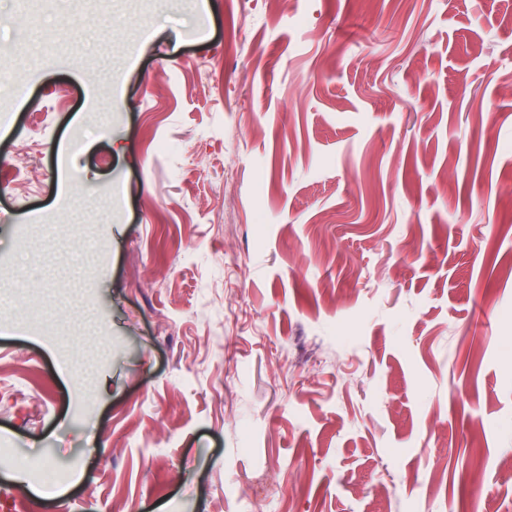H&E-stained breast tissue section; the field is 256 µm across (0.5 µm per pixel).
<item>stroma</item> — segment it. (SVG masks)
<instances>
[{
  "mask_svg": "<svg viewBox=\"0 0 512 512\" xmlns=\"http://www.w3.org/2000/svg\"><path fill=\"white\" fill-rule=\"evenodd\" d=\"M1 44L0 316L55 336L0 325V512H512V0H0Z\"/></svg>",
  "mask_w": 512,
  "mask_h": 512,
  "instance_id": "obj_1",
  "label": "stroma"
}]
</instances>
